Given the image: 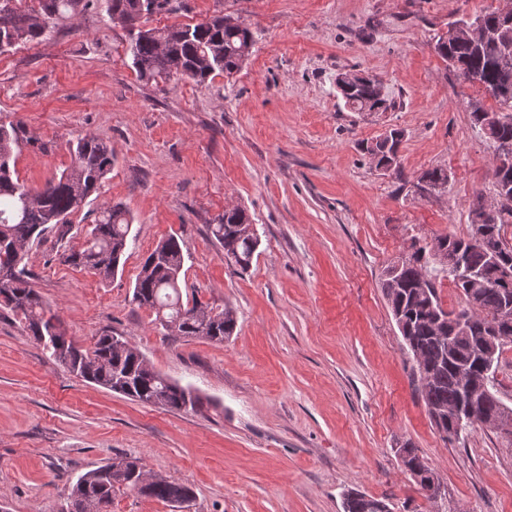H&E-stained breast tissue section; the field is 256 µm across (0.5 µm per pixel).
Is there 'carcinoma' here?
I'll return each mask as SVG.
<instances>
[{
  "label": "carcinoma",
  "instance_id": "1",
  "mask_svg": "<svg viewBox=\"0 0 512 512\" xmlns=\"http://www.w3.org/2000/svg\"><path fill=\"white\" fill-rule=\"evenodd\" d=\"M94 0H0V51L21 43L38 41L48 36L58 21L90 8ZM181 8L179 0H108V14L128 26V51L132 67L140 80L147 83L173 76L205 85L219 74L238 72L255 44L253 32L246 26L225 23L226 17L213 16L193 25L148 28L141 19L155 14L173 13ZM493 38L473 43L459 40L448 43L439 38L438 55L463 76L478 77L479 86L493 94L497 102L512 101V63L504 53L512 47V25L500 24L497 13L482 14ZM345 106L355 112L373 109L385 111L388 100L370 79L354 90L337 86ZM474 126L496 144L512 141V119L490 121L479 112H471ZM402 133L392 130L364 150L377 161V166L398 170ZM26 140L21 122H0V303L21 313L30 336L41 343L50 357L67 366L77 377L113 392L122 393L143 404L174 410L194 409L200 398L153 369L143 355L122 336L101 331L93 347L86 349L66 336L61 325L26 279L20 264L24 248L52 230L62 242L71 233L69 216L99 193L106 176L112 171L115 157L105 142L82 137L72 145L73 165L60 177L34 190L14 178L11 170L14 152ZM481 213L470 210V233L465 237L444 235L439 240L461 252L462 266H435L426 248L415 247L406 259L392 262L385 270L382 283L392 316L404 322L408 354H421L435 371L433 381L421 386L428 412L436 407L461 403L465 391L477 395L481 411L487 415L500 412L498 397L483 396V336L495 329L494 314L503 301L512 299V285L500 282L498 267L490 263L497 254L499 262L512 268V242L505 237V227L512 224V198L497 204L492 217L479 220ZM132 218L117 203L96 211L86 230L85 245L79 251L66 249L59 254L62 262L90 268L103 279L118 271L130 242ZM211 233L242 270L253 261L260 240L251 217L241 208H232L210 225ZM184 264L180 241L170 236L158 243L145 258L135 279L133 301L140 308L154 312L155 321L171 336L200 337L223 342L233 335L236 318L229 308L205 315L195 303H182L179 280ZM482 275L486 286L479 298L467 301L472 312L468 337L456 342L453 350L443 348L435 338L432 317L441 310L436 280L443 275L460 293H465L467 272ZM403 465L422 490L429 491L426 474L431 469L417 450L403 448ZM148 470L137 459L116 456L84 473L76 480L69 496V512H110L113 496L128 490L170 504H183L192 497L190 487L150 475L143 487L134 480ZM381 506L391 512L384 501L351 491L345 495L344 512H376Z\"/></svg>",
  "mask_w": 512,
  "mask_h": 512
}]
</instances>
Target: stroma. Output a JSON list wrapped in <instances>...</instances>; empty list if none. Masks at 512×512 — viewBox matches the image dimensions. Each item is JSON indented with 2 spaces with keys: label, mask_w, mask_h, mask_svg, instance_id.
Instances as JSON below:
<instances>
[{
  "label": "stroma",
  "mask_w": 512,
  "mask_h": 512,
  "mask_svg": "<svg viewBox=\"0 0 512 512\" xmlns=\"http://www.w3.org/2000/svg\"><path fill=\"white\" fill-rule=\"evenodd\" d=\"M504 5L183 0L149 26L226 15L256 36L239 72L203 86L140 81L107 0L0 52V120L22 122L31 139L15 158L20 181L60 176L85 135L115 156L66 242L50 232L29 244L32 287L83 347L103 330L126 337L201 399L176 411L86 382L49 358L20 314L0 310V512H67L78 477L119 455L194 497L176 508L120 491L111 512H343L351 489L391 512H435L401 462L405 443L459 512H512V434L476 425L443 437L381 288L412 243L467 235L475 198H496L494 148L469 103H497L435 45L457 20ZM346 71L375 77L393 108L351 111L336 91ZM392 129L403 134L400 169L384 172L361 145ZM434 168L448 185L428 195L418 182ZM105 203L133 218L106 281L59 259L83 247ZM229 205L248 211L260 238L244 271L210 231ZM172 235L183 241V301L231 307L229 340L165 335L133 303L143 259Z\"/></svg>",
  "instance_id": "obj_1"
}]
</instances>
